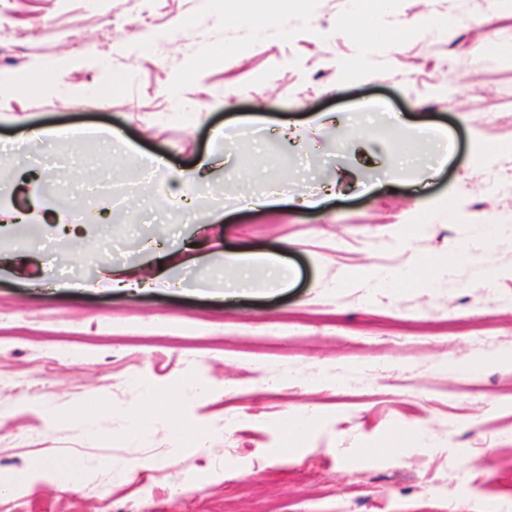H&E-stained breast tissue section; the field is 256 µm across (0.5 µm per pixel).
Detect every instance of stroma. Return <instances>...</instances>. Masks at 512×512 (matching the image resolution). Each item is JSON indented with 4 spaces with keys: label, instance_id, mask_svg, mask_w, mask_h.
I'll return each mask as SVG.
<instances>
[{
    "label": "stroma",
    "instance_id": "obj_1",
    "mask_svg": "<svg viewBox=\"0 0 512 512\" xmlns=\"http://www.w3.org/2000/svg\"><path fill=\"white\" fill-rule=\"evenodd\" d=\"M0 0V512H438L447 482L464 512H512V0ZM231 124L248 138L214 136ZM118 130L123 140L30 141L38 127ZM164 157L140 193L114 202L120 168ZM210 158L213 206L183 213L174 176ZM68 173L45 195L55 171ZM269 192L243 209V195ZM490 205L511 222L472 223ZM273 253L287 286L252 270L224 295L206 253ZM187 288H111L113 265ZM415 282L374 287L375 270ZM76 287L58 288V279ZM487 316L499 336L436 331ZM485 358L473 377L454 364ZM292 376L281 383L282 373ZM343 378L340 391L325 377ZM176 406L154 421L141 389ZM66 410L61 423L37 403ZM315 409L308 450L281 451L288 412ZM205 427L171 453L172 428ZM92 427L95 438L83 430ZM400 459L367 455L391 430ZM48 468L34 476L29 467ZM81 461L83 484L51 464ZM52 469L56 481L65 489L77 490L84 480L85 471L80 461L73 460Z\"/></svg>",
    "mask_w": 512,
    "mask_h": 512
}]
</instances>
